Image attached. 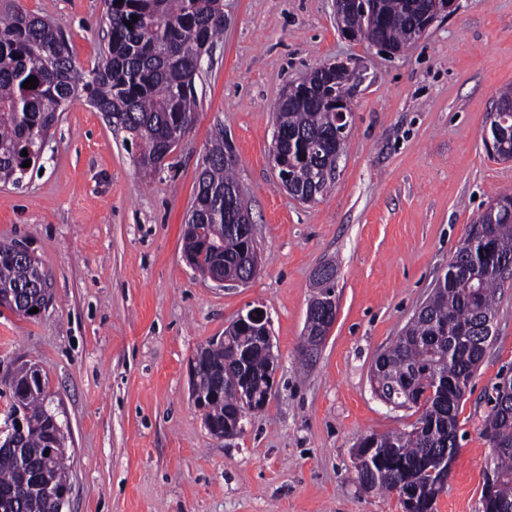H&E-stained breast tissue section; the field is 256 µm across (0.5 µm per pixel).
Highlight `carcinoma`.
Wrapping results in <instances>:
<instances>
[{"mask_svg": "<svg viewBox=\"0 0 512 512\" xmlns=\"http://www.w3.org/2000/svg\"><path fill=\"white\" fill-rule=\"evenodd\" d=\"M107 48L89 75L74 65L68 41L53 22L17 9L0 19V181L20 182L22 150L36 158L65 106L83 99L105 113L125 133L135 150L139 171L152 176L159 161L172 153L175 133L191 130L196 118L195 75L203 70V52L224 32V0H111ZM422 0H378L372 16L349 14L345 28L373 29L393 48L410 44ZM138 21L127 27L131 16ZM31 76L37 87L22 84ZM352 73L311 70L279 103L278 117L288 127V141L278 154L288 160V189L302 197L329 188L336 171L328 164L334 125L330 92L343 93ZM492 154L512 160V112L495 132ZM224 130L210 141L198 174L193 205L185 217L183 254L204 276L215 265L233 275L254 279L260 264L254 231L229 225L245 209L233 166L224 164ZM512 193H503L490 211L471 225L444 277L418 308L392 346L374 362L373 378L394 394L401 407L421 413L409 431L371 434L360 444L370 448L368 463L356 472L366 490L396 493L410 489L413 512H434L441 462L452 463L459 448L457 411L469 382L490 343L484 323L495 319L496 289L512 277ZM48 283L33 254H19L0 243V307L21 314L45 302ZM230 346L211 344L200 361V387L208 408V430L216 437L234 420L240 403L231 387L248 383L256 402L264 401L268 353L251 336H232ZM8 410L5 422L20 415L22 432L0 444V512H56L48 487L67 482L65 450L51 464L44 452L62 434L56 416L43 405L44 385L31 369L12 372L0 382ZM492 407L484 431L497 437L499 451L493 480L481 491L482 512H512V377L492 387Z\"/></svg>", "mask_w": 512, "mask_h": 512, "instance_id": "cac0c4a2", "label": "carcinoma"}]
</instances>
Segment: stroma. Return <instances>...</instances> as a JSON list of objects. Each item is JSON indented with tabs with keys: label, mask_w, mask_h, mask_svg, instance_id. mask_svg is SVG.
<instances>
[{
	"label": "stroma",
	"mask_w": 512,
	"mask_h": 512,
	"mask_svg": "<svg viewBox=\"0 0 512 512\" xmlns=\"http://www.w3.org/2000/svg\"><path fill=\"white\" fill-rule=\"evenodd\" d=\"M61 27L91 72L110 0H0ZM336 58L356 66L336 180L305 204L277 185L274 113L288 85ZM512 86V0H456L397 55L343 37L334 0H224V33L196 80L195 123L164 170L143 179L123 135L85 101L59 115L38 167L0 182V242L38 258L49 300L0 312V377L38 368L65 434L72 494L63 512H402L355 478L362 438L410 430L417 408L376 397L371 370L399 336L471 224L512 192V161L483 146L487 114ZM236 158L262 273L202 277L183 221L216 130ZM336 267L338 313L308 365L299 348L313 273ZM250 305L264 306L276 388L245 432L212 436L188 361ZM495 339L458 414L460 448L436 512H482L486 396L512 369V278Z\"/></svg>",
	"instance_id": "1"
}]
</instances>
